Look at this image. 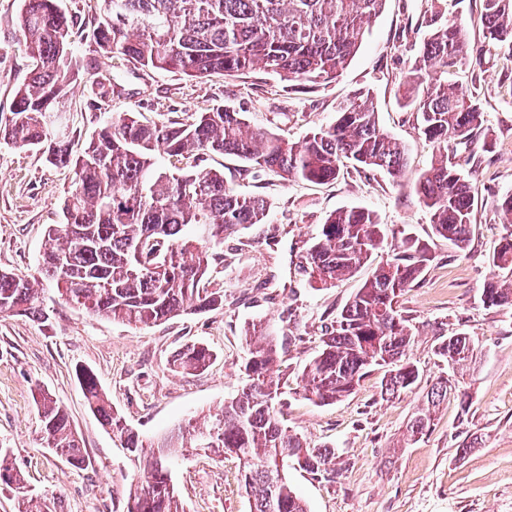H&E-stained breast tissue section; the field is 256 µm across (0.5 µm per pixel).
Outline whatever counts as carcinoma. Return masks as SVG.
Returning a JSON list of instances; mask_svg holds the SVG:
<instances>
[{
	"label": "carcinoma",
	"mask_w": 512,
	"mask_h": 512,
	"mask_svg": "<svg viewBox=\"0 0 512 512\" xmlns=\"http://www.w3.org/2000/svg\"><path fill=\"white\" fill-rule=\"evenodd\" d=\"M386 0H103L93 37L103 56L134 66L203 79L214 74L260 71L288 90L329 84L349 65L371 22ZM444 0H430L423 23L429 28L423 49L399 83L403 106L433 145L430 165L415 182L430 214L433 233L465 250L473 235L477 170L465 171L448 154L454 141L468 159L478 146L483 112L472 90L454 77L475 68L484 47L512 51V0H482L483 42L471 44L456 20L439 23ZM29 72L0 113V144L35 147L74 180L62 199V222L48 229L39 260L36 288L23 275L0 271V314L46 319L44 296L53 289L90 317L128 325L165 322L183 314L224 307V237L244 234L266 223L270 204L242 196L224 173L201 165L211 154L237 158L252 177L274 175L286 182L333 183L352 168L358 174L383 170L399 179L409 167L406 146L380 129L372 91H353L336 104V120L309 131L300 141L268 128H251L242 113L222 105L196 112L185 122L142 121L120 112L78 152L69 139L66 112L76 81L73 67L74 20L61 0H21L18 15ZM115 93L109 77L94 83L97 101ZM167 164H158V158ZM506 223L491 264L512 271V192L497 200ZM385 240L373 212L350 208L328 215L319 233L300 251V269L315 288H332L371 264ZM433 256L426 244L402 230L385 260L337 313L322 320L319 345L305 363L299 387L304 396L330 404L353 393L376 369L384 371L380 396L394 397L417 387L418 367L410 361L413 329L399 309V298L418 285ZM488 307L512 306V287L489 281L482 291ZM246 384L209 415L206 426L189 422L178 434L146 442L112 407L95 373L75 374L88 409L118 442L137 472L118 501L121 512H183L172 468L183 449L223 458L235 453L240 484L251 512H307L288 481L292 460L317 476L330 468L333 449L310 446L282 420L285 381L273 376L283 345L261 322L245 333ZM464 332L444 336L435 354L453 367L474 356ZM213 351L204 344L181 348L168 362L173 372L205 370ZM449 379L437 378L427 392V408L407 425L410 438L432 425L431 409L448 395ZM45 447L71 466L88 464L66 409L48 393L35 394ZM3 485L16 495L19 512H51L46 499L28 493L8 449L0 448Z\"/></svg>",
	"instance_id": "obj_1"
}]
</instances>
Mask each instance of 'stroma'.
<instances>
[{"label": "stroma", "mask_w": 512, "mask_h": 512, "mask_svg": "<svg viewBox=\"0 0 512 512\" xmlns=\"http://www.w3.org/2000/svg\"><path fill=\"white\" fill-rule=\"evenodd\" d=\"M101 0H62L76 21L74 61L79 78L67 112L75 148L83 146L112 113L134 112L164 122L184 119L215 104L243 113L250 126L287 131L293 140L336 119V104L353 90L374 94L378 124L409 152L405 176L351 173L330 185L285 183L240 174V162L212 155L205 166L223 171L239 193L267 199V223L249 232L251 245L224 243V307L185 315L151 327L92 318L48 293V320L0 314V448L9 449L34 493L53 497L56 512H113L133 466L112 436L87 409L75 369L93 370L127 424L154 440L177 433L187 421L206 423L245 382L244 330L266 321L285 346L279 368L288 378L281 409L289 430L310 444L335 450L336 478L288 471L308 512H512V308L481 301L488 281L502 279L489 258L503 231L496 206L512 191V56L490 49L475 70L459 75L474 86L484 122L487 152L476 158L473 182L475 234L467 250L433 234L414 178L432 147L406 112L397 87L426 36L420 24L427 0H386L360 49L333 83L303 92L282 90L269 76L214 75L190 79L127 63L106 65L90 40ZM20 0H0V112L10 111L29 61L17 26ZM112 74L124 94L95 101L92 80ZM72 172L46 162L33 148L0 146V270L36 276L48 227L60 223V202ZM375 212L389 229H407L427 244L434 261L423 281L406 291L399 307L414 327L410 359L422 379L417 388L384 399L380 373L361 381L353 394L329 405L303 397L297 384L318 344L323 315L340 311L367 274L311 287L299 270L298 252L326 216L340 208ZM466 332L478 354L457 371L459 391L449 392L431 430L406 438V425L446 366L434 353L439 336ZM201 342L214 358L199 374L170 372L166 364L184 345ZM44 389L64 404L92 461L79 470L44 448L34 395ZM479 437L480 447L459 456L458 446ZM185 512H250L239 486L234 457L186 452L173 468Z\"/></svg>", "instance_id": "stroma-1"}]
</instances>
